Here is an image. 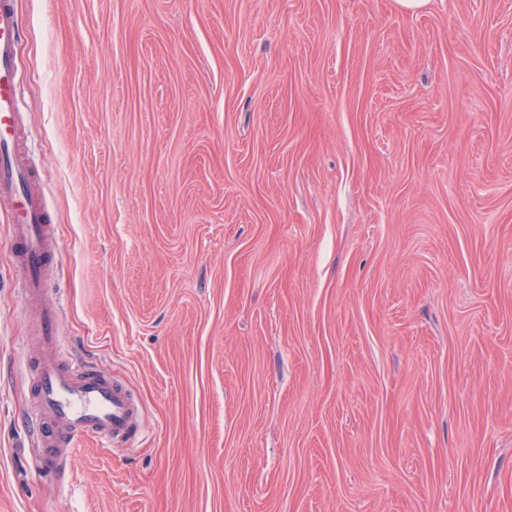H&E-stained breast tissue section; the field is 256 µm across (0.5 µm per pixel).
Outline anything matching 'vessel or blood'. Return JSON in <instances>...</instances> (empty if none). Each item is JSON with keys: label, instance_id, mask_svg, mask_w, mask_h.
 Wrapping results in <instances>:
<instances>
[{"label": "vessel or blood", "instance_id": "obj_1", "mask_svg": "<svg viewBox=\"0 0 512 512\" xmlns=\"http://www.w3.org/2000/svg\"><path fill=\"white\" fill-rule=\"evenodd\" d=\"M16 34L11 0H0V209L13 218L18 244L15 265L37 312L42 347L34 382L35 409L28 419L36 426L41 461L64 465L80 437L109 441L135 435L139 408L122 383L83 361H63L58 346L59 312L42 300L55 252V230L32 170L17 153L23 114L14 80Z\"/></svg>", "mask_w": 512, "mask_h": 512}]
</instances>
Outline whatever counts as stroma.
Listing matches in <instances>:
<instances>
[{
  "label": "stroma",
  "mask_w": 512,
  "mask_h": 512,
  "mask_svg": "<svg viewBox=\"0 0 512 512\" xmlns=\"http://www.w3.org/2000/svg\"><path fill=\"white\" fill-rule=\"evenodd\" d=\"M68 357L41 463L0 210V512H512V0H13Z\"/></svg>",
  "instance_id": "1"
}]
</instances>
